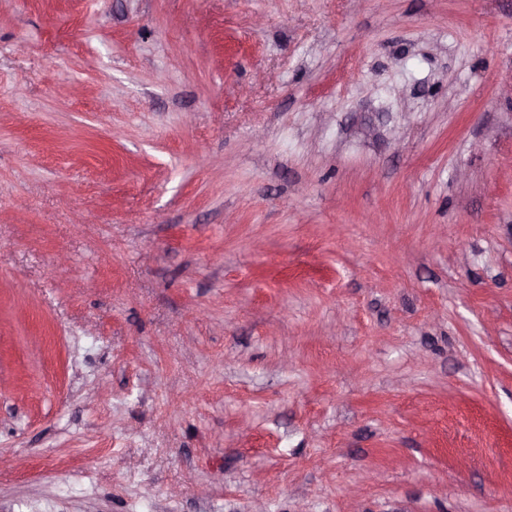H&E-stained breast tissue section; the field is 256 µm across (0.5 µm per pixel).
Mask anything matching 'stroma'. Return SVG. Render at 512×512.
Wrapping results in <instances>:
<instances>
[{
	"label": "stroma",
	"instance_id": "obj_1",
	"mask_svg": "<svg viewBox=\"0 0 512 512\" xmlns=\"http://www.w3.org/2000/svg\"><path fill=\"white\" fill-rule=\"evenodd\" d=\"M512 0H0V512H512Z\"/></svg>",
	"mask_w": 512,
	"mask_h": 512
}]
</instances>
